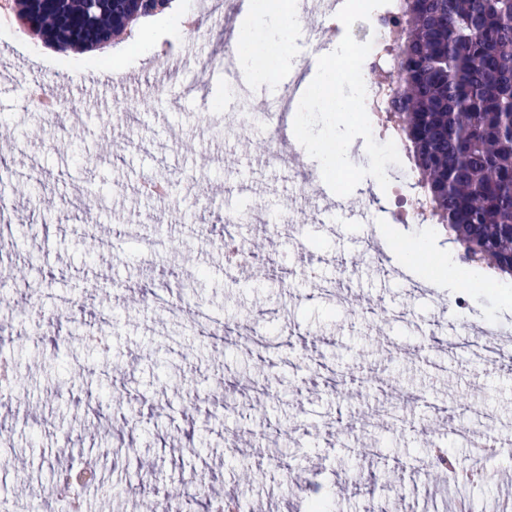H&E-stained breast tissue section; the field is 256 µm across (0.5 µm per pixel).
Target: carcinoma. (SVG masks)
<instances>
[{
	"label": "carcinoma",
	"mask_w": 512,
	"mask_h": 512,
	"mask_svg": "<svg viewBox=\"0 0 512 512\" xmlns=\"http://www.w3.org/2000/svg\"><path fill=\"white\" fill-rule=\"evenodd\" d=\"M60 49L108 43L170 0H18ZM388 122L465 263L512 276V0H399Z\"/></svg>",
	"instance_id": "cac0c4a2"
}]
</instances>
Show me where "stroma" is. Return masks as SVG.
Listing matches in <instances>:
<instances>
[{
  "instance_id": "stroma-1",
  "label": "stroma",
  "mask_w": 512,
  "mask_h": 512,
  "mask_svg": "<svg viewBox=\"0 0 512 512\" xmlns=\"http://www.w3.org/2000/svg\"><path fill=\"white\" fill-rule=\"evenodd\" d=\"M195 2L174 0L127 37L67 53L17 16L0 20V65L26 70L24 82L0 81V352L18 363L14 396L0 399V512H28L82 460L102 477L88 512H142L155 501L142 475L188 497L190 471L211 502L251 512H455L461 491L477 512H498L511 485L445 482L430 457L441 448L467 466L483 453L481 432L512 428V374L459 349L486 318L512 329V277L481 284L462 263L459 287L431 297L410 290L415 272L389 277L392 246L363 254L368 231L430 232L432 261L462 249L436 222H398L391 193L368 177L350 195L368 224L323 232L297 179L265 159L272 125L224 105L233 7L203 14ZM178 15L195 20L188 35L171 36ZM204 63L217 89L206 111L186 93ZM111 66L120 78H101ZM62 75L69 109L44 115L28 88ZM157 177L167 199L141 190ZM229 214L245 246L277 241L268 273L229 264ZM364 297L383 300L384 326L352 313ZM36 310L42 331L18 335ZM389 387L429 403L397 407ZM475 402L485 416L466 414ZM452 409L465 413L458 433ZM427 428L442 438L425 441Z\"/></svg>"
}]
</instances>
